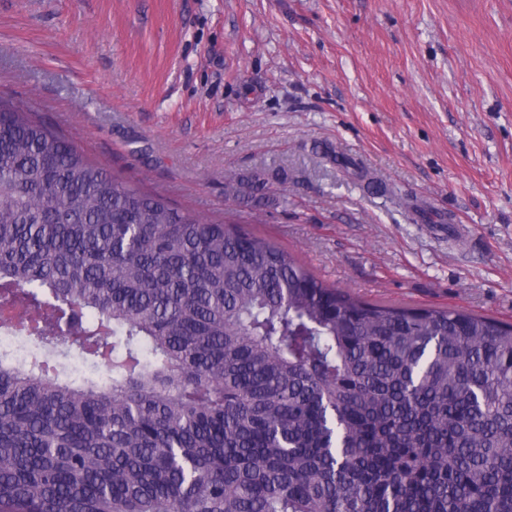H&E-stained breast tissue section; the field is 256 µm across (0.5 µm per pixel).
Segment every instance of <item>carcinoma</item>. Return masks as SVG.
<instances>
[{
    "instance_id": "carcinoma-1",
    "label": "carcinoma",
    "mask_w": 512,
    "mask_h": 512,
    "mask_svg": "<svg viewBox=\"0 0 512 512\" xmlns=\"http://www.w3.org/2000/svg\"><path fill=\"white\" fill-rule=\"evenodd\" d=\"M1 302L0 512H512V325L363 300L0 99Z\"/></svg>"
}]
</instances>
